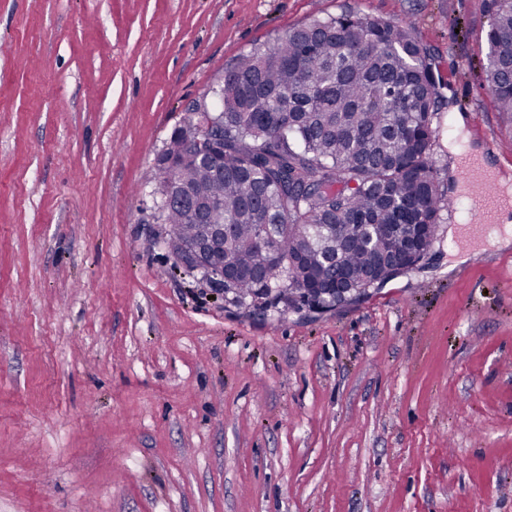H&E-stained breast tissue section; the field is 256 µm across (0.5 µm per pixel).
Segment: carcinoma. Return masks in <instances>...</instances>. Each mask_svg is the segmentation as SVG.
Returning <instances> with one entry per match:
<instances>
[{
	"label": "carcinoma",
	"mask_w": 512,
	"mask_h": 512,
	"mask_svg": "<svg viewBox=\"0 0 512 512\" xmlns=\"http://www.w3.org/2000/svg\"><path fill=\"white\" fill-rule=\"evenodd\" d=\"M486 81L512 129V0H488ZM208 144L224 168L168 177L186 204L155 202L176 251L202 234L211 200L233 225L224 261L240 276L224 301L262 315L296 308L310 277L345 271L363 288L390 224L434 239L448 199L432 160L438 91L424 48L404 25L342 14L314 18L224 73ZM290 258L293 264L283 262Z\"/></svg>",
	"instance_id": "cac0c4a2"
}]
</instances>
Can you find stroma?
<instances>
[{
  "label": "stroma",
  "instance_id": "35a3bbf8",
  "mask_svg": "<svg viewBox=\"0 0 512 512\" xmlns=\"http://www.w3.org/2000/svg\"><path fill=\"white\" fill-rule=\"evenodd\" d=\"M411 28L432 159L512 186L486 0H0V512H512V245L323 314L174 265L156 159L244 53L314 17Z\"/></svg>",
  "mask_w": 512,
  "mask_h": 512
}]
</instances>
